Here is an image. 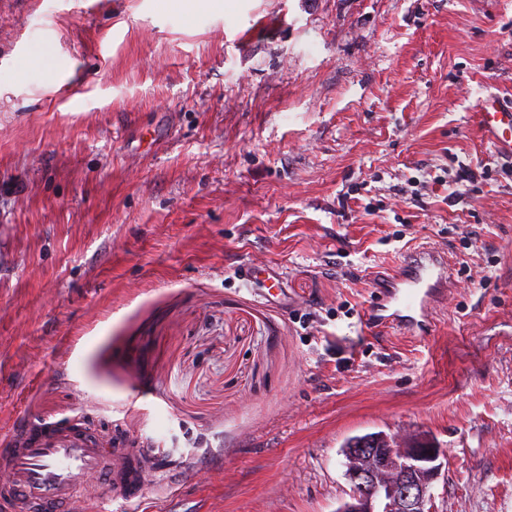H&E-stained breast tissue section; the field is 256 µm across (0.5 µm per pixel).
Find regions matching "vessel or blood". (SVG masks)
Masks as SVG:
<instances>
[{"instance_id":"b4317fda","label":"vessel or blood","mask_w":512,"mask_h":512,"mask_svg":"<svg viewBox=\"0 0 512 512\" xmlns=\"http://www.w3.org/2000/svg\"><path fill=\"white\" fill-rule=\"evenodd\" d=\"M481 133L512 152V105L489 97L477 114ZM249 280L282 292L274 268L246 266ZM453 271L438 248L406 254L399 267L380 274L383 296L368 311L376 325L409 336L426 335L428 311L446 297ZM154 477L125 437L85 425L26 426L0 448V506L7 512H80L84 495L108 502L141 497Z\"/></svg>"}]
</instances>
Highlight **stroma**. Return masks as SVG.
Returning a JSON list of instances; mask_svg holds the SVG:
<instances>
[{
  "label": "stroma",
  "mask_w": 512,
  "mask_h": 512,
  "mask_svg": "<svg viewBox=\"0 0 512 512\" xmlns=\"http://www.w3.org/2000/svg\"><path fill=\"white\" fill-rule=\"evenodd\" d=\"M489 95L512 0H0V439L130 435L158 478L112 512H336L348 437L425 432L434 512H512ZM424 244L455 268L429 333L370 329ZM245 271L249 280L261 283L262 286L267 287L268 291L265 295L269 297L284 295L283 282L285 277L283 272L276 271L272 267L257 268L251 265H247ZM266 283L268 286H266ZM273 291L276 293H272Z\"/></svg>",
  "instance_id": "stroma-1"
}]
</instances>
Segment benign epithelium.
I'll list each match as a JSON object with an SVG mask.
<instances>
[{"mask_svg": "<svg viewBox=\"0 0 512 512\" xmlns=\"http://www.w3.org/2000/svg\"><path fill=\"white\" fill-rule=\"evenodd\" d=\"M350 499L336 512H433L432 484L445 452L428 435L363 434L342 448Z\"/></svg>", "mask_w": 512, "mask_h": 512, "instance_id": "obj_1", "label": "benign epithelium"}]
</instances>
